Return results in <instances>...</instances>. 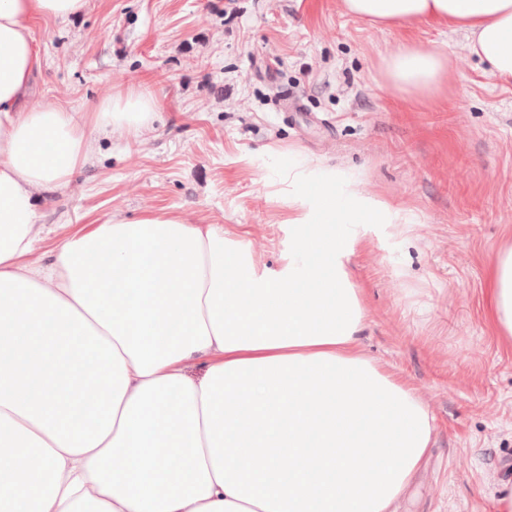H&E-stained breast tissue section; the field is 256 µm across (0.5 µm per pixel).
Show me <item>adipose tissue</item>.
I'll return each instance as SVG.
<instances>
[{"instance_id":"1","label":"adipose tissue","mask_w":512,"mask_h":512,"mask_svg":"<svg viewBox=\"0 0 512 512\" xmlns=\"http://www.w3.org/2000/svg\"><path fill=\"white\" fill-rule=\"evenodd\" d=\"M86 0H0V322L39 338H87L95 371L60 387L44 344L26 367L0 358V512H398L425 467L434 417L419 389L365 353L363 292L344 262L356 235L395 224L351 173L309 157L288 167V221L308 225L288 280L260 273L215 224L167 214L106 222L32 267L36 191L64 187L92 129L136 133L157 110L131 89L92 117L23 105L32 24ZM369 24L445 25L512 85V0H343ZM454 62L444 44L399 42L379 65L388 91L436 101ZM482 316L512 348V228L488 262ZM205 362L191 376L189 362ZM37 388L29 403L17 389Z\"/></svg>"}]
</instances>
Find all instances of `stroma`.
I'll return each mask as SVG.
<instances>
[{
    "mask_svg": "<svg viewBox=\"0 0 512 512\" xmlns=\"http://www.w3.org/2000/svg\"><path fill=\"white\" fill-rule=\"evenodd\" d=\"M27 100L91 112L136 88L158 110L138 134L94 132L63 188L37 195L26 261L95 225L153 214L216 224L255 267L287 275L302 235L288 221L297 155L361 175L404 224H365L346 258L366 306L363 347L426 394L435 433L400 512H498L512 487V350L480 314L486 262L512 226V85L496 83L467 33L374 27L342 0H87L36 20ZM446 43L450 90L392 96L379 63L399 41Z\"/></svg>",
    "mask_w": 512,
    "mask_h": 512,
    "instance_id": "stroma-1",
    "label": "stroma"
}]
</instances>
